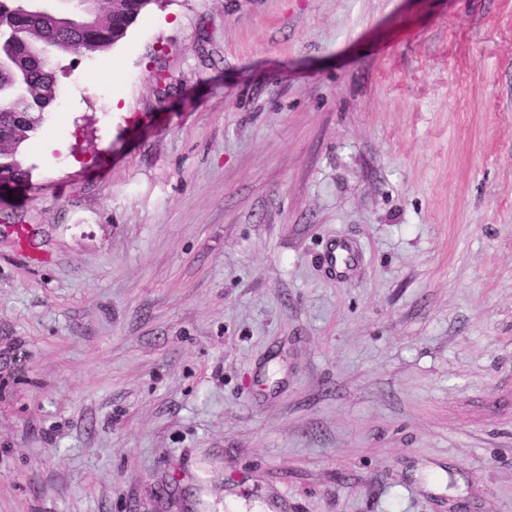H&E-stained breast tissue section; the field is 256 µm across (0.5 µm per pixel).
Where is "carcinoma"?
<instances>
[{"mask_svg":"<svg viewBox=\"0 0 512 512\" xmlns=\"http://www.w3.org/2000/svg\"><path fill=\"white\" fill-rule=\"evenodd\" d=\"M152 2L126 0L122 4L126 23L117 26L112 18V0H104L97 26L69 30L26 11L25 0H0V16L12 19L13 25L28 32L23 40L14 37L8 28L0 32V106L9 109L0 118V181L17 182L26 177L16 158L17 150L41 127L57 99L56 71L47 57L57 48L56 40H67L73 48L90 54L106 52Z\"/></svg>","mask_w":512,"mask_h":512,"instance_id":"1","label":"carcinoma"}]
</instances>
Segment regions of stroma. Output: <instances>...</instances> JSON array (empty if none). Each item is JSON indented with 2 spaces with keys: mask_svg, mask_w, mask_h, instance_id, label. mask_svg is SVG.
<instances>
[{
  "mask_svg": "<svg viewBox=\"0 0 512 512\" xmlns=\"http://www.w3.org/2000/svg\"><path fill=\"white\" fill-rule=\"evenodd\" d=\"M50 62L0 512H512V0H155ZM356 258L353 246L346 240L337 241L325 254V261L332 268L340 265L347 269L354 264Z\"/></svg>",
  "mask_w": 512,
  "mask_h": 512,
  "instance_id": "stroma-1",
  "label": "stroma"
}]
</instances>
